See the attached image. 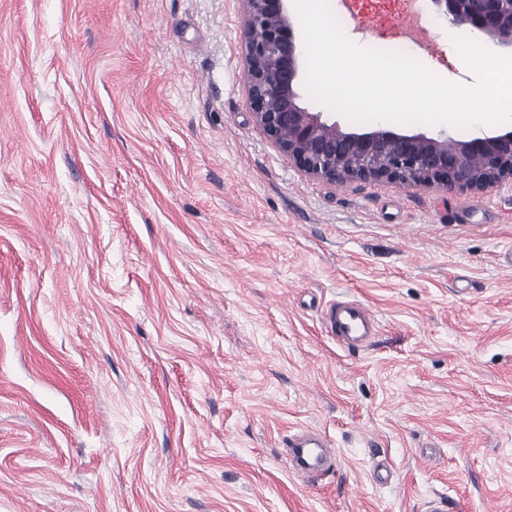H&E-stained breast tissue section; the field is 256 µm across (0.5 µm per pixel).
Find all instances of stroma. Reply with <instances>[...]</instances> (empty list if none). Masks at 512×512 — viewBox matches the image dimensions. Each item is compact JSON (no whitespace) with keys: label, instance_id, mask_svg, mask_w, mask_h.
Returning a JSON list of instances; mask_svg holds the SVG:
<instances>
[{"label":"stroma","instance_id":"35a3bbf8","mask_svg":"<svg viewBox=\"0 0 512 512\" xmlns=\"http://www.w3.org/2000/svg\"><path fill=\"white\" fill-rule=\"evenodd\" d=\"M350 7L446 63L431 0ZM340 297L366 348L326 333ZM302 427L328 473L287 469ZM437 495L512 512V192L305 174L254 120L238 0H0V512ZM323 318L327 332L341 347H366L376 335V318L370 308L360 302L336 300L329 303Z\"/></svg>","mask_w":512,"mask_h":512}]
</instances>
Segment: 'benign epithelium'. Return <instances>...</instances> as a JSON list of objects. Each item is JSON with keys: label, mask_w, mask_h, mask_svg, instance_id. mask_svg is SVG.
<instances>
[{"label": "benign epithelium", "mask_w": 512, "mask_h": 512, "mask_svg": "<svg viewBox=\"0 0 512 512\" xmlns=\"http://www.w3.org/2000/svg\"><path fill=\"white\" fill-rule=\"evenodd\" d=\"M245 82L257 124L305 173L331 183L438 184L450 191L512 189V130L470 140L355 132L300 103L303 50L288 0H240ZM448 22L512 49V0H432Z\"/></svg>", "instance_id": "7a95c632"}]
</instances>
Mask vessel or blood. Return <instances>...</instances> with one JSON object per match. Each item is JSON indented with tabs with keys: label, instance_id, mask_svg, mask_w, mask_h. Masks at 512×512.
I'll list each match as a JSON object with an SVG mask.
<instances>
[{
	"label": "vessel or blood",
	"instance_id": "b4317fda",
	"mask_svg": "<svg viewBox=\"0 0 512 512\" xmlns=\"http://www.w3.org/2000/svg\"><path fill=\"white\" fill-rule=\"evenodd\" d=\"M323 318L327 332L338 345L348 349L368 346L377 331L373 312L356 301L329 303L323 311ZM285 448L288 466L299 476L325 471L335 462L329 441L315 431L305 430L291 435Z\"/></svg>",
	"mask_w": 512,
	"mask_h": 512
}]
</instances>
